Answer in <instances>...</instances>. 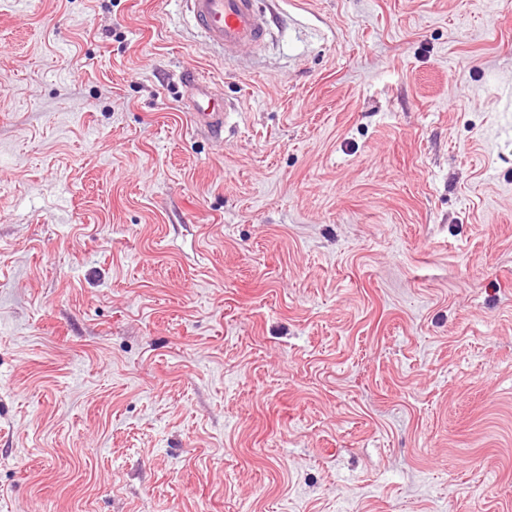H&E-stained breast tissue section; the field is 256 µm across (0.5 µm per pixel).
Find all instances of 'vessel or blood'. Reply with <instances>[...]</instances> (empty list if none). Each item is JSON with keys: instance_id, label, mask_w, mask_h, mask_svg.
<instances>
[{"instance_id": "b4317fda", "label": "vessel or blood", "mask_w": 512, "mask_h": 512, "mask_svg": "<svg viewBox=\"0 0 512 512\" xmlns=\"http://www.w3.org/2000/svg\"><path fill=\"white\" fill-rule=\"evenodd\" d=\"M194 28L224 56L234 60L245 47H260L268 38L272 19L260 0H182ZM187 105L199 128L223 139L228 110L219 92L194 75H182Z\"/></svg>"}]
</instances>
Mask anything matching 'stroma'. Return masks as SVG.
<instances>
[{"label": "stroma", "instance_id": "1", "mask_svg": "<svg viewBox=\"0 0 512 512\" xmlns=\"http://www.w3.org/2000/svg\"><path fill=\"white\" fill-rule=\"evenodd\" d=\"M266 5L0 0V512H512V0ZM194 28L232 61L270 35L271 16L259 0H182ZM181 82L186 88L188 110L192 112L196 125L210 137L223 139L225 112H228L224 98L215 88L199 82L192 74L182 75Z\"/></svg>", "mask_w": 512, "mask_h": 512}]
</instances>
